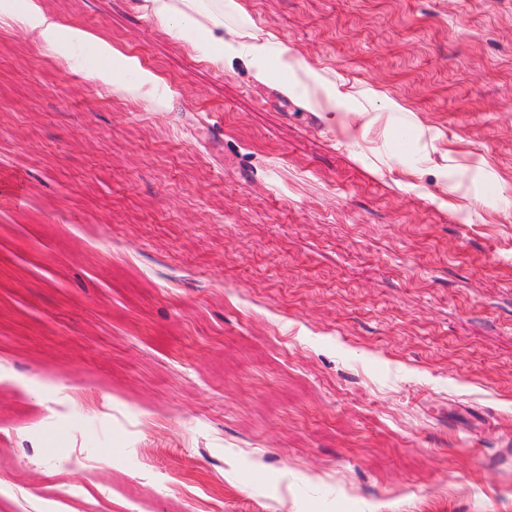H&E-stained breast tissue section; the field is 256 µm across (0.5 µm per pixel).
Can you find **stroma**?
<instances>
[{"label":"stroma","mask_w":512,"mask_h":512,"mask_svg":"<svg viewBox=\"0 0 512 512\" xmlns=\"http://www.w3.org/2000/svg\"><path fill=\"white\" fill-rule=\"evenodd\" d=\"M242 4L466 176L138 0L41 5L159 107L1 23L0 512H512V0Z\"/></svg>","instance_id":"stroma-1"}]
</instances>
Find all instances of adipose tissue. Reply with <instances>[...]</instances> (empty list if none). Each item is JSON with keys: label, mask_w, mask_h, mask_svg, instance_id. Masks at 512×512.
I'll return each instance as SVG.
<instances>
[{"label": "adipose tissue", "mask_w": 512, "mask_h": 512, "mask_svg": "<svg viewBox=\"0 0 512 512\" xmlns=\"http://www.w3.org/2000/svg\"><path fill=\"white\" fill-rule=\"evenodd\" d=\"M140 8L173 36H190L193 49L204 60L222 67L244 64L255 82L275 83L283 96L300 99L310 110L326 114L344 133H353L348 96L281 41L254 32L240 0H141ZM228 15L235 19L229 28L224 25ZM0 19L33 34L51 49L92 45L105 61L90 74L95 83L117 96L157 100L158 73L111 43L51 17L39 0H0ZM130 72L135 80H127Z\"/></svg>", "instance_id": "adipose-tissue-1"}]
</instances>
